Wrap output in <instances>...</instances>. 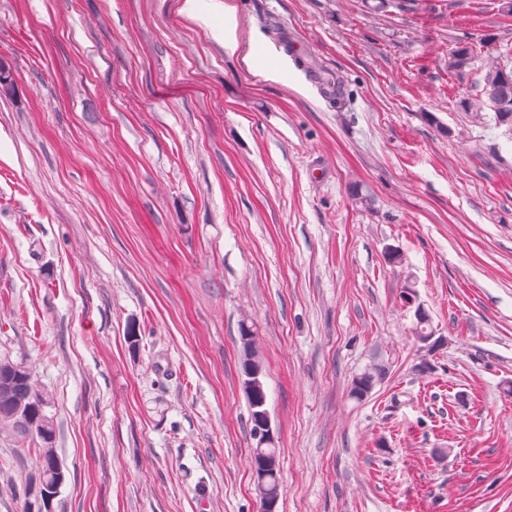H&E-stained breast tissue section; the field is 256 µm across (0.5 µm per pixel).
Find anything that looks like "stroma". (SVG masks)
Instances as JSON below:
<instances>
[{
  "mask_svg": "<svg viewBox=\"0 0 512 512\" xmlns=\"http://www.w3.org/2000/svg\"><path fill=\"white\" fill-rule=\"evenodd\" d=\"M230 2L233 54L183 0H0V356L52 398L55 512H257L245 317L279 512H512V131L459 105L512 13ZM35 467L0 435V512ZM256 331L253 324H249L248 319H243L239 324V337L241 343V375L242 384L248 401L249 407V435L253 441L250 456V468L252 472V479L254 475L253 465L255 462H261L265 465V471L263 472V484L267 492L273 493V499L277 501L272 502L271 497L264 492V510L266 512H278L279 498H280V456L279 448L276 445V439L274 442L264 444L260 447L257 440L261 439L262 443H265L273 437L274 430L271 425V420L268 413H264L257 420L256 426V410L255 408L261 407L267 404V394L265 391L264 383L261 377L264 375L265 362L264 358L259 349L258 340L256 337ZM251 372L260 373L259 380L260 385L257 389L249 392L244 386L246 383L245 376L250 375ZM256 427V429H255ZM255 431V435H254ZM257 439V440H256ZM254 489L256 488V481L253 479ZM380 375L381 373L374 369L355 376L350 385L349 397L358 403L367 399L380 380Z\"/></svg>",
  "mask_w": 512,
  "mask_h": 512,
  "instance_id": "obj_1",
  "label": "stroma"
}]
</instances>
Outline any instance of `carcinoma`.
I'll use <instances>...</instances> for the list:
<instances>
[{"label": "carcinoma", "mask_w": 512, "mask_h": 512, "mask_svg": "<svg viewBox=\"0 0 512 512\" xmlns=\"http://www.w3.org/2000/svg\"><path fill=\"white\" fill-rule=\"evenodd\" d=\"M472 64V53L466 47H458L448 54V72L457 77L462 76ZM483 88L477 94L464 96L460 100L463 110L471 114L472 119L481 124L485 120V109L494 112L493 120L498 126L512 129V68L509 64H497L483 78ZM241 343V375L252 372L264 373L265 362L259 349L256 331L248 320L239 324ZM380 380V372L368 370L355 376L351 382L349 397L356 402L368 398ZM249 407V435L253 439L250 464L260 462L265 471L256 478L263 479L264 487L273 493V499L280 498V456L276 443L263 446L255 440L256 408L267 404L264 385L251 392H246ZM51 398L48 391L40 386L34 378L31 366L23 361H12L9 357L0 358V433L12 436L21 446L32 443L39 456L36 472L28 474L18 490L21 512H38L32 508L34 498L29 493L35 476L52 468L57 457L55 448L56 429L54 418L46 413ZM29 409L30 417L23 415Z\"/></svg>", "instance_id": "cac0c4a2"}]
</instances>
